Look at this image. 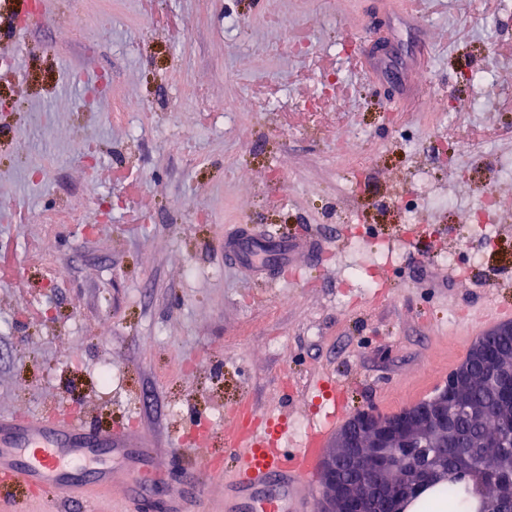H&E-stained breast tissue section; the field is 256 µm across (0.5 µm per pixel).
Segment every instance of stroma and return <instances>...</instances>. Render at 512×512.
<instances>
[{
    "instance_id": "35a3bbf8",
    "label": "stroma",
    "mask_w": 512,
    "mask_h": 512,
    "mask_svg": "<svg viewBox=\"0 0 512 512\" xmlns=\"http://www.w3.org/2000/svg\"><path fill=\"white\" fill-rule=\"evenodd\" d=\"M40 2L23 40L0 41V245L15 264L0 280V415L65 409L186 452L148 501H129L121 474L90 501L18 492L14 512H165L184 462L235 472L229 407L287 414L294 442L326 410L316 383L340 385L345 416L397 412L444 385L477 322L512 311V177L489 164L512 163V0H481L477 19L423 0L419 28L400 0ZM376 20L399 53L378 80L351 52ZM305 41L312 53L288 52ZM486 62L498 96L453 122L423 110L475 97L461 75ZM328 73L335 98L309 111ZM239 95L253 111H224ZM485 180L490 244L462 222ZM243 225L324 248L266 283L224 258Z\"/></svg>"
}]
</instances>
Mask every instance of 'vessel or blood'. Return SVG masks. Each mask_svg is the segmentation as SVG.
Segmentation results:
<instances>
[{"label": "vessel or blood", "instance_id": "obj_1", "mask_svg": "<svg viewBox=\"0 0 512 512\" xmlns=\"http://www.w3.org/2000/svg\"><path fill=\"white\" fill-rule=\"evenodd\" d=\"M318 249L314 240H290L271 233L245 231L224 241L225 258L256 270L268 255L284 265L290 258ZM288 429V418L281 415L261 429L228 436L224 451L237 456L240 464L237 478L224 486L225 501L254 500L274 481L282 496L267 503V512H310L315 498L312 475L325 430L313 427L304 442L289 448L284 444ZM180 454L177 448H156L148 437L92 431L61 412L41 418L0 417V512L21 489L51 492L58 503L106 492L120 468L130 477L128 496L139 499ZM223 473L213 460L198 462L187 470L183 487L169 495L166 512H191L204 498L208 478Z\"/></svg>", "mask_w": 512, "mask_h": 512}]
</instances>
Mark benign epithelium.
I'll list each match as a JSON object with an SVG mask.
<instances>
[{"label":"benign epithelium","mask_w":512,"mask_h":512,"mask_svg":"<svg viewBox=\"0 0 512 512\" xmlns=\"http://www.w3.org/2000/svg\"><path fill=\"white\" fill-rule=\"evenodd\" d=\"M512 339V322L498 325L480 336L448 377L445 386L432 397L409 405L393 414L374 410L360 411L337 430L334 443L321 458L322 494L317 512H371L363 505V490L378 485L392 504V512L403 507L416 493L448 476V457L434 455L421 467L410 464L402 455L405 448L420 444L446 448L455 443L453 424L457 418L476 419L480 408L470 398L476 374L486 382L512 387V360L490 359L487 341ZM508 436L478 443L481 462L480 490L490 480L512 470V453L503 449L512 440V419ZM482 512H512V493L499 491L481 497Z\"/></svg>","instance_id":"1"}]
</instances>
